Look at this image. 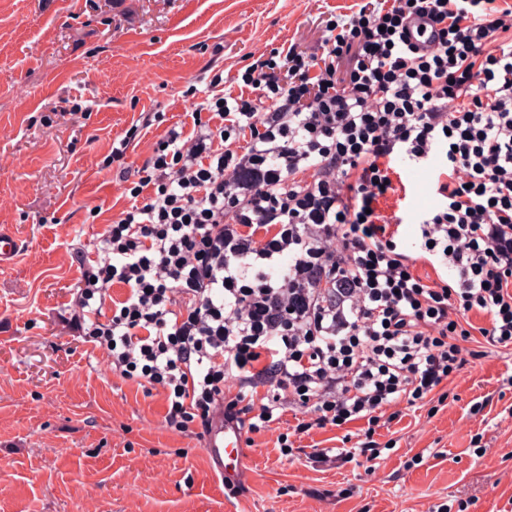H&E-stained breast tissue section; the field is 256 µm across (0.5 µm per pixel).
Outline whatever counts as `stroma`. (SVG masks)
I'll list each match as a JSON object with an SVG mask.
<instances>
[{"label": "stroma", "mask_w": 512, "mask_h": 512, "mask_svg": "<svg viewBox=\"0 0 512 512\" xmlns=\"http://www.w3.org/2000/svg\"><path fill=\"white\" fill-rule=\"evenodd\" d=\"M355 2L0 0V227L20 242L0 267V512H501L512 498V353L470 359L437 413L404 409L378 437L397 452L370 466L319 472L281 457L277 430L255 435L236 494L202 439L166 428L161 390L113 375L69 322L73 244L129 204L113 143L142 162L210 83L236 92L261 53L314 52Z\"/></svg>", "instance_id": "stroma-1"}]
</instances>
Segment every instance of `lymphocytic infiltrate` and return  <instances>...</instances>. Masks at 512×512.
I'll list each match as a JSON object with an SVG mask.
<instances>
[{"label": "lymphocytic infiltrate", "mask_w": 512, "mask_h": 512, "mask_svg": "<svg viewBox=\"0 0 512 512\" xmlns=\"http://www.w3.org/2000/svg\"><path fill=\"white\" fill-rule=\"evenodd\" d=\"M413 15L433 51L406 46ZM336 26L320 53L258 58L243 93L206 92L140 167L113 148L132 201L74 250V328L161 388L167 429L220 417L247 436L289 412L290 449L362 423L312 449L315 469L379 459L377 428L462 370L474 336L512 350V0H366ZM413 169L436 205L384 212ZM362 423H355L350 425L347 429L349 432H346L345 429L337 430L336 428H326L315 430L309 437H303L300 441L297 440L295 446H310L313 444H319V448H332L336 446H342L341 438L345 433H350L352 436H355V432H357V428L362 427Z\"/></svg>", "instance_id": "f902f5d3"}]
</instances>
